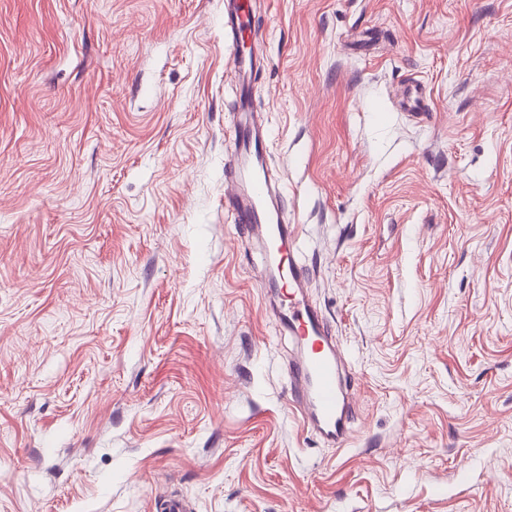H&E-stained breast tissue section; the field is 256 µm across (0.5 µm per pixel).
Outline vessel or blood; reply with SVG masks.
<instances>
[{
    "label": "vessel or blood",
    "mask_w": 512,
    "mask_h": 512,
    "mask_svg": "<svg viewBox=\"0 0 512 512\" xmlns=\"http://www.w3.org/2000/svg\"><path fill=\"white\" fill-rule=\"evenodd\" d=\"M252 14L253 0H229L224 14L228 36L238 38ZM232 62L242 77L241 118L232 131L235 163L224 175V209L244 238H257L263 244L262 259L255 267L262 287L286 296L276 309L275 320L297 346L287 369L290 402L312 432L340 448L346 445L353 422L340 377L347 353L333 339L325 316L305 289L309 271L296 227L285 221L272 196L269 138L250 106L251 88L246 79L261 60L248 50L233 54Z\"/></svg>",
    "instance_id": "1"
}]
</instances>
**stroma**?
I'll return each instance as SVG.
<instances>
[{"mask_svg":"<svg viewBox=\"0 0 512 512\" xmlns=\"http://www.w3.org/2000/svg\"><path fill=\"white\" fill-rule=\"evenodd\" d=\"M254 15L347 445L224 213V0H0V512H512V0Z\"/></svg>","mask_w":512,"mask_h":512,"instance_id":"stroma-1","label":"stroma"}]
</instances>
